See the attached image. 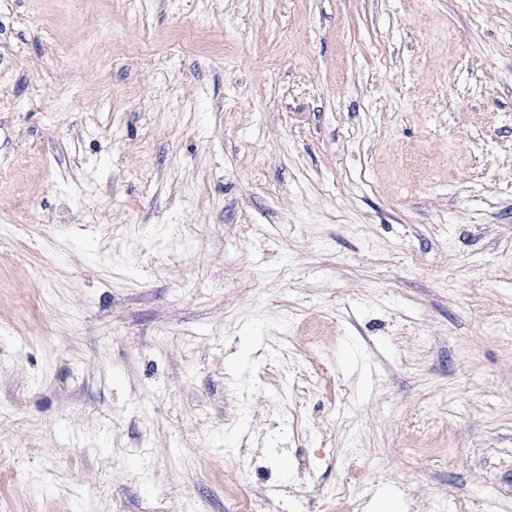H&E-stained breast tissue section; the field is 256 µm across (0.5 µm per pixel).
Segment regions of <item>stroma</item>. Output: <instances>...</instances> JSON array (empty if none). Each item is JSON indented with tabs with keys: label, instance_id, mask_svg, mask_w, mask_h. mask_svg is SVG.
I'll return each mask as SVG.
<instances>
[{
	"label": "stroma",
	"instance_id": "obj_1",
	"mask_svg": "<svg viewBox=\"0 0 512 512\" xmlns=\"http://www.w3.org/2000/svg\"><path fill=\"white\" fill-rule=\"evenodd\" d=\"M0 512H512V0H0Z\"/></svg>",
	"mask_w": 512,
	"mask_h": 512
}]
</instances>
